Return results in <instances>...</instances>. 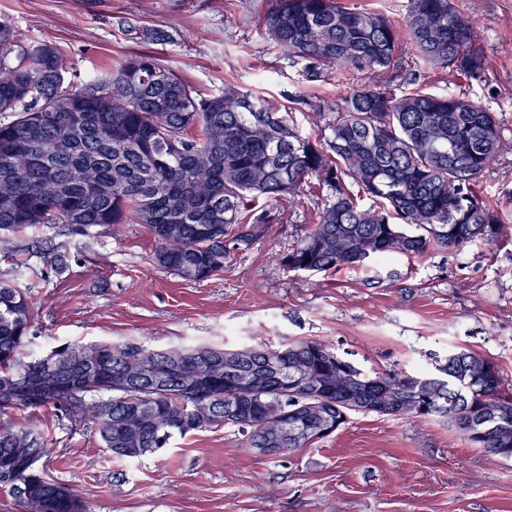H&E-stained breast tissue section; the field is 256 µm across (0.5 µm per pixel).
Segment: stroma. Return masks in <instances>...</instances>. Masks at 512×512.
Returning a JSON list of instances; mask_svg holds the SVG:
<instances>
[{
    "label": "stroma",
    "mask_w": 512,
    "mask_h": 512,
    "mask_svg": "<svg viewBox=\"0 0 512 512\" xmlns=\"http://www.w3.org/2000/svg\"><path fill=\"white\" fill-rule=\"evenodd\" d=\"M479 29L492 66L486 84L425 72L403 92L466 93L496 112L506 147L482 175L483 196L512 190V0H454ZM263 0H0L21 43L62 51L67 81L98 78L126 57L154 53L205 95L232 84L292 108L300 132L321 130L315 105L336 103L356 77L311 82L259 34ZM165 40L155 41V32ZM303 104L290 107L292 97ZM325 199L304 195L252 248L231 254L220 276L186 283L153 261L140 224L60 236L46 225L0 242V274L20 272L37 315L24 348L38 356L65 341H133L149 347L227 348L295 339L327 341L366 369L409 373L466 349L491 359L512 392V238L418 258L310 275L279 262L312 227ZM58 245L62 268L41 250ZM37 420L59 448L48 476L75 489L87 512H512V461L484 455L446 424L353 413L320 443L272 459L218 427L121 462L91 427L53 410Z\"/></svg>",
    "instance_id": "1"
}]
</instances>
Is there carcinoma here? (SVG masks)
<instances>
[{
	"label": "carcinoma",
	"instance_id": "cac0c4a2",
	"mask_svg": "<svg viewBox=\"0 0 512 512\" xmlns=\"http://www.w3.org/2000/svg\"><path fill=\"white\" fill-rule=\"evenodd\" d=\"M262 31L311 81L332 69L361 76L342 102L319 107L323 140L234 85L206 96L149 53L67 85L56 46L18 45L0 21V113H13L0 123V240L44 224L62 235L142 224L154 262L197 283L223 272L232 252L250 249L281 222L284 205L313 188L328 204L280 257L290 272L506 236L512 192L501 205L479 191L505 146L495 113L451 91L393 92L409 52L426 70L486 77L480 35L453 0H408L402 29L340 0H265ZM34 314L26 287L1 277L0 494L21 512H86L73 489L46 477L57 448L44 429L9 420L26 410L93 425L118 460L220 426L248 448L282 440L310 448L321 427L336 431L352 412L440 419L471 447L512 460V392L493 361L464 349L417 373L368 372L329 343L304 339L235 349L63 342L26 361ZM255 372L267 383L252 391L243 381Z\"/></svg>",
	"mask_w": 512,
	"mask_h": 512
}]
</instances>
